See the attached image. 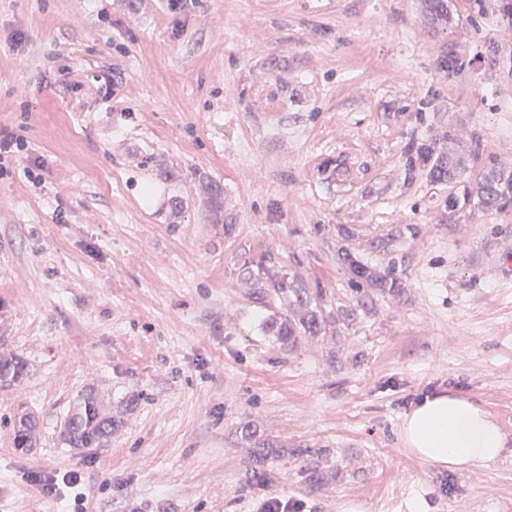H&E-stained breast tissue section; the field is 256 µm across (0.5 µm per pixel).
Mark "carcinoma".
I'll return each instance as SVG.
<instances>
[{
	"label": "carcinoma",
	"mask_w": 512,
	"mask_h": 512,
	"mask_svg": "<svg viewBox=\"0 0 512 512\" xmlns=\"http://www.w3.org/2000/svg\"><path fill=\"white\" fill-rule=\"evenodd\" d=\"M407 157L408 171H413L416 161L431 163L425 172L427 179L442 181L455 175L457 162L434 155L431 142L421 140L412 144ZM474 202L485 211H503L512 208V173H505L496 168L491 169L487 179L476 189L465 191L463 199L455 196L445 201L450 210L459 207V203ZM339 260L350 276V282L356 291L366 284H375L380 288L396 287L394 272L379 274L359 256L347 251L339 253ZM241 273L255 280L261 287L275 295H288L300 306L304 313L298 319L267 315L263 321L264 332L273 336L282 344L292 348L301 336L319 335L327 332L335 317L324 304L322 289L311 292L298 287V277L288 273L279 257L273 252L263 254L257 261H246L240 267ZM27 374L26 363L17 355L0 351V388L20 382ZM114 420L105 417L99 404L90 393L81 395L71 410L64 429L63 440L71 448H95L102 444L104 438L112 431ZM37 421L30 414L21 415L13 426L15 447L28 450L33 447V434Z\"/></svg>",
	"instance_id": "cac0c4a2"
}]
</instances>
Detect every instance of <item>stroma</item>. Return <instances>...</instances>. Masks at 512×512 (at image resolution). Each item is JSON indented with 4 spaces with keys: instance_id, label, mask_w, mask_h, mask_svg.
I'll list each match as a JSON object with an SVG mask.
<instances>
[{
    "instance_id": "35a3bbf8",
    "label": "stroma",
    "mask_w": 512,
    "mask_h": 512,
    "mask_svg": "<svg viewBox=\"0 0 512 512\" xmlns=\"http://www.w3.org/2000/svg\"><path fill=\"white\" fill-rule=\"evenodd\" d=\"M0 0V512H512V208L445 201L512 163V0ZM430 139L461 176L409 177ZM41 161L39 180L24 167ZM220 186L219 201L201 189ZM182 200L174 209L173 200ZM399 286L355 292L336 252ZM278 253L336 323L287 349L244 260ZM507 437L449 470L403 439L425 397ZM118 425L60 439L85 392ZM38 419L36 446L13 444ZM278 446L267 482L242 427ZM58 477L54 495L40 482ZM26 363L17 355L0 351V388L19 383L27 374ZM37 428V421L33 415L26 414L17 418L13 426L15 448L28 451V448H35L33 445V434Z\"/></svg>"
}]
</instances>
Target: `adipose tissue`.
Returning <instances> with one entry per match:
<instances>
[{
    "label": "adipose tissue",
    "instance_id": "1",
    "mask_svg": "<svg viewBox=\"0 0 512 512\" xmlns=\"http://www.w3.org/2000/svg\"><path fill=\"white\" fill-rule=\"evenodd\" d=\"M403 436L420 457L448 468L491 462L506 442L478 403L453 392L425 398L413 408L405 418Z\"/></svg>",
    "mask_w": 512,
    "mask_h": 512
}]
</instances>
